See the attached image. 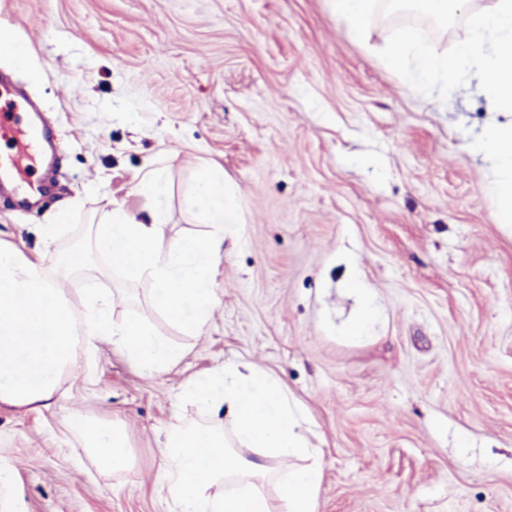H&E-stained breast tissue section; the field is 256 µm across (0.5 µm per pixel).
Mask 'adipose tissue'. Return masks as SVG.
Wrapping results in <instances>:
<instances>
[{
	"mask_svg": "<svg viewBox=\"0 0 512 512\" xmlns=\"http://www.w3.org/2000/svg\"><path fill=\"white\" fill-rule=\"evenodd\" d=\"M190 203L209 215L205 235L169 239L162 216L143 224L117 208L108 224L50 267L0 244V406L52 410L61 398L60 381L79 377L80 347L112 343L150 373L181 359L180 349L140 319L113 318L117 290L88 288L73 305L66 284L90 273L93 258L155 284L170 323L199 336L207 332L219 303L211 270L224 255L225 225L232 220L224 210L222 175L202 170ZM178 400L209 416L201 422L176 416L166 429L162 484L171 512H316L321 458L309 444L298 405L275 376L229 359L207 377L186 381ZM68 420L101 469H131L134 457L121 423L88 421L76 411Z\"/></svg>",
	"mask_w": 512,
	"mask_h": 512,
	"instance_id": "obj_1",
	"label": "adipose tissue"
}]
</instances>
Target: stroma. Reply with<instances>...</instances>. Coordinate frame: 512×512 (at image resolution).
I'll return each mask as SVG.
<instances>
[{"label":"stroma","instance_id":"obj_1","mask_svg":"<svg viewBox=\"0 0 512 512\" xmlns=\"http://www.w3.org/2000/svg\"><path fill=\"white\" fill-rule=\"evenodd\" d=\"M410 15L354 37L330 0H0V31L29 47L0 72L51 120L61 148L39 205L0 192V242L52 266L61 243L166 185V235L208 231L187 203L202 169L224 172L236 241L212 269L205 335L169 323L133 282L138 316L184 356L147 374L100 344L78 350L89 384L61 407L0 409V512H169L158 441L176 395L237 357L303 406L322 454L317 512H512V227L494 220L489 125L475 81L440 100L378 52ZM375 316L347 333L362 308ZM124 425L125 473L101 471L69 410Z\"/></svg>","mask_w":512,"mask_h":512}]
</instances>
